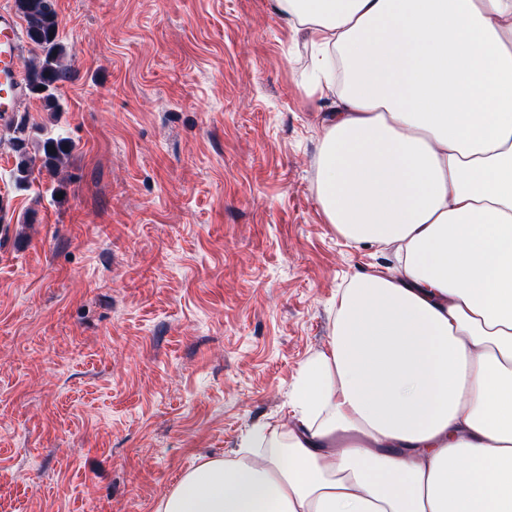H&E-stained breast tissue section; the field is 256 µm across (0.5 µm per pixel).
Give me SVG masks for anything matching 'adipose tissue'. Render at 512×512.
Wrapping results in <instances>:
<instances>
[{"label":"adipose tissue","mask_w":512,"mask_h":512,"mask_svg":"<svg viewBox=\"0 0 512 512\" xmlns=\"http://www.w3.org/2000/svg\"><path fill=\"white\" fill-rule=\"evenodd\" d=\"M273 4L330 95L321 210L396 263L337 294L293 423L156 512H512V0Z\"/></svg>","instance_id":"1"}]
</instances>
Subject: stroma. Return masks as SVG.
I'll return each instance as SVG.
<instances>
[{"label":"stroma","mask_w":512,"mask_h":512,"mask_svg":"<svg viewBox=\"0 0 512 512\" xmlns=\"http://www.w3.org/2000/svg\"><path fill=\"white\" fill-rule=\"evenodd\" d=\"M59 111L0 122V512H156L281 423L338 290L394 264L317 201L325 101L271 0H55ZM59 129L58 176L12 142ZM13 150L16 154V167L14 169L15 183L18 187L29 184L36 165V156H31L28 151V139L24 137L14 138Z\"/></svg>","instance_id":"35a3bbf8"}]
</instances>
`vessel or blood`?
Here are the masks:
<instances>
[{
  "label": "vessel or blood",
  "instance_id": "b4317fda",
  "mask_svg": "<svg viewBox=\"0 0 512 512\" xmlns=\"http://www.w3.org/2000/svg\"><path fill=\"white\" fill-rule=\"evenodd\" d=\"M22 32L18 19L0 9V121L10 122L18 102L25 94L21 63Z\"/></svg>",
  "mask_w": 512,
  "mask_h": 512
}]
</instances>
